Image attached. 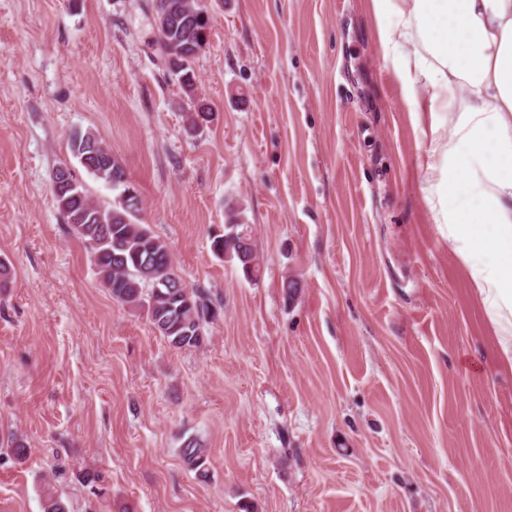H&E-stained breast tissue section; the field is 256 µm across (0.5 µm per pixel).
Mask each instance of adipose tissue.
<instances>
[{
    "instance_id": "adipose-tissue-1",
    "label": "adipose tissue",
    "mask_w": 512,
    "mask_h": 512,
    "mask_svg": "<svg viewBox=\"0 0 512 512\" xmlns=\"http://www.w3.org/2000/svg\"><path fill=\"white\" fill-rule=\"evenodd\" d=\"M385 54L422 91L424 197L512 368V0H370Z\"/></svg>"
}]
</instances>
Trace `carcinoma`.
Listing matches in <instances>:
<instances>
[{
  "label": "carcinoma",
  "instance_id": "carcinoma-1",
  "mask_svg": "<svg viewBox=\"0 0 512 512\" xmlns=\"http://www.w3.org/2000/svg\"><path fill=\"white\" fill-rule=\"evenodd\" d=\"M157 51L169 58L176 55L178 72L169 73L190 101H195L197 54L207 44L210 14L204 0H156L153 3ZM73 157L94 178L122 189L112 202L94 200L74 173L62 163L52 174V192L58 212L82 241L92 258L96 274L112 298L131 307H147L150 321L175 348H190L204 341V327L217 311L211 299L199 289L188 288L175 272L171 250L151 227L140 222L141 208L134 207L125 191L139 189L129 181L124 166L112 149L92 131L71 136ZM237 236L227 238L223 228L211 236L215 256L232 254L245 275H250L238 251H254L252 228L231 219ZM185 465L198 473H208V455L194 441L181 449ZM43 512H68L66 504L49 484L41 491Z\"/></svg>",
  "mask_w": 512,
  "mask_h": 512
}]
</instances>
